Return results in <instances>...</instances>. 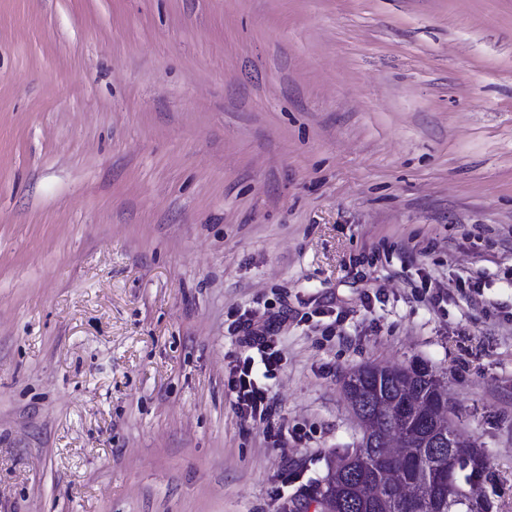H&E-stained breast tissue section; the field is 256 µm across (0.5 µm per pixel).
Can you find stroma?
Here are the masks:
<instances>
[{
    "label": "stroma",
    "mask_w": 512,
    "mask_h": 512,
    "mask_svg": "<svg viewBox=\"0 0 512 512\" xmlns=\"http://www.w3.org/2000/svg\"><path fill=\"white\" fill-rule=\"evenodd\" d=\"M412 363L512 512V0H0V512H316ZM278 327L279 321L275 318H268L262 322L245 319L237 326L241 344L249 349H256L261 354L267 371L275 369L279 362L278 354L269 342V338L274 335ZM228 386L235 395V404L241 418L263 420L268 416L270 398L267 389L254 377L253 363L248 358L237 362L230 373ZM394 381L405 383L411 381L413 385L422 394V400L426 403H433L434 398L431 392V380L435 377V394L436 404L429 410V419L435 424H451L450 413L451 408L448 403V396L446 390V382L428 369L425 365H409L399 369L389 370Z\"/></svg>",
    "instance_id": "1"
}]
</instances>
